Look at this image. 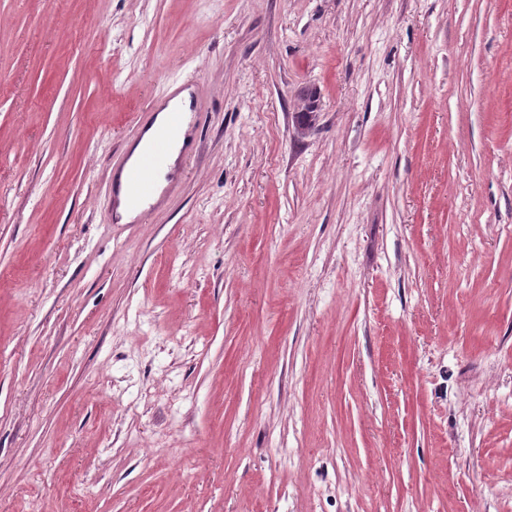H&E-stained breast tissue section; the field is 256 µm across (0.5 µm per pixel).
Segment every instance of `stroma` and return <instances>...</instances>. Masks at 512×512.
I'll list each match as a JSON object with an SVG mask.
<instances>
[{
    "label": "stroma",
    "mask_w": 512,
    "mask_h": 512,
    "mask_svg": "<svg viewBox=\"0 0 512 512\" xmlns=\"http://www.w3.org/2000/svg\"><path fill=\"white\" fill-rule=\"evenodd\" d=\"M0 512H512V0H0ZM183 122V112L177 109L168 112L163 133L150 143L141 158L136 163H128L129 159L126 157L113 170V203L120 187L117 182L118 176H123L125 185L134 199L148 203L143 212L152 211L162 203L166 194L177 183V180L169 175L165 176L163 183L160 176L167 166L171 145ZM116 171L117 175L114 178Z\"/></svg>",
    "instance_id": "stroma-1"
}]
</instances>
